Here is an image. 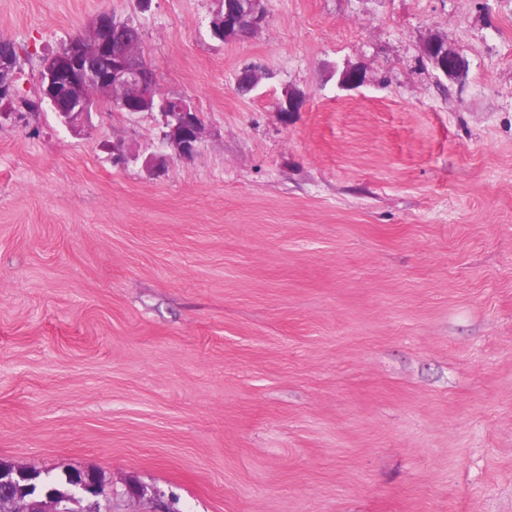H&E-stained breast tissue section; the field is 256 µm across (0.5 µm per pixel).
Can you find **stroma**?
I'll return each instance as SVG.
<instances>
[{"mask_svg":"<svg viewBox=\"0 0 512 512\" xmlns=\"http://www.w3.org/2000/svg\"><path fill=\"white\" fill-rule=\"evenodd\" d=\"M266 7L222 44L214 0H0L21 95L106 11L207 127L152 177L112 147L156 113L0 119V463L97 472L112 512H512V0ZM421 54L431 64L438 79L445 78L457 84L466 81L468 63L454 48L448 34L428 38L422 45Z\"/></svg>","mask_w":512,"mask_h":512,"instance_id":"stroma-1","label":"stroma"}]
</instances>
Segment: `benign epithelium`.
Instances as JSON below:
<instances>
[{
    "label": "benign epithelium",
    "instance_id": "benign-epithelium-1",
    "mask_svg": "<svg viewBox=\"0 0 512 512\" xmlns=\"http://www.w3.org/2000/svg\"><path fill=\"white\" fill-rule=\"evenodd\" d=\"M220 4L212 12L211 33L227 40L237 39L241 19L240 6L251 9V33L266 23L264 0H216ZM126 26L108 12L98 13L84 33L72 38L66 47L44 60L41 74V98L72 133L88 127L91 114L103 105L119 104L125 112H152L160 93L154 72L144 65L140 55L121 53L120 37ZM437 78L462 84L468 76L466 59L454 48L447 35H435L421 48ZM364 82L363 74L354 68L342 71L339 84L356 88ZM15 86V66L9 55L0 56V93L8 94ZM173 110L162 116L164 129L161 143L164 151L147 155L142 162L148 172L164 165L170 155L194 156L204 141L207 128L195 105L182 95H172ZM302 99L296 93L285 95L280 104L283 122L300 110ZM112 503V487L107 483L78 482L71 485L65 497L55 504V512H67L69 505L82 512H101Z\"/></svg>",
    "mask_w": 512,
    "mask_h": 512
}]
</instances>
